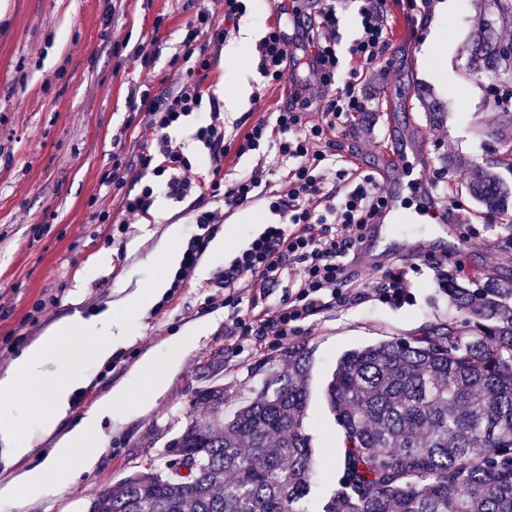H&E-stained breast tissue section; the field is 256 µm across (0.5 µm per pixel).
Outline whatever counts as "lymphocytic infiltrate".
Wrapping results in <instances>:
<instances>
[{
	"mask_svg": "<svg viewBox=\"0 0 512 512\" xmlns=\"http://www.w3.org/2000/svg\"><path fill=\"white\" fill-rule=\"evenodd\" d=\"M359 33L347 51L339 49L335 0L312 8V0H284L255 47L257 70L267 85L290 81L288 99L269 115L250 123L243 132L227 136L219 99L204 82L210 59L224 47L228 26L246 11L244 0H220L222 17L208 10L186 20L184 37L169 61L179 74L178 88L164 96L146 83H133L128 98L137 116L112 135V167L101 179L106 196L116 199L124 215L113 221L111 210L94 213L97 223H116L126 233L130 219L148 215L155 203L146 176L164 182L170 199L194 198L188 210L197 231L188 240L171 282L178 289L193 278L202 255L223 226L226 216L260 201L271 216L265 228L218 270L216 287L225 303L251 289L266 293L283 276H291L286 299L267 305L251 318L231 313V336L256 334L284 343L300 322L346 300V290L360 259L368 224L389 202L376 176L361 174L353 157L338 154L337 128L370 107L368 85L380 72V59L391 37L383 0H358ZM317 86L321 121L309 122L307 92ZM208 109V120L195 139L213 161L200 170L186 156L174 135L192 113ZM138 137L136 163L124 157L126 143ZM277 147L284 172L281 184H272L265 159H258L249 175L225 183L221 164L227 153L243 157L261 145ZM141 178L132 191V178Z\"/></svg>",
	"mask_w": 512,
	"mask_h": 512,
	"instance_id": "1",
	"label": "lymphocytic infiltrate"
}]
</instances>
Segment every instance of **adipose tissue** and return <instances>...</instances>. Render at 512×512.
Returning a JSON list of instances; mask_svg holds the SVG:
<instances>
[{"label": "adipose tissue", "mask_w": 512, "mask_h": 512, "mask_svg": "<svg viewBox=\"0 0 512 512\" xmlns=\"http://www.w3.org/2000/svg\"><path fill=\"white\" fill-rule=\"evenodd\" d=\"M180 237V225H170L160 248L161 262L146 260L132 267L128 280L134 288L119 301V308L141 312L155 302L167 286L168 271L180 264ZM205 329V324L200 323L190 333L172 337L167 363H159L153 352L144 353L136 374L148 380L152 391L161 390L169 368L180 362ZM82 331L94 332L91 354L99 361L110 359L131 335L128 323L108 310L89 322L78 316L66 317L24 348L11 368L0 374V507L7 512H30L35 496L55 494L68 482L96 470L104 451L103 418H111L116 425L125 420L122 407L127 392L119 385L81 419L70 418L71 397L86 379L69 365L66 355L71 337ZM45 386L50 389V400L41 409L39 435L33 438L16 423L12 412L29 406V393ZM40 439L53 440L54 446L37 465H27L26 460L35 453ZM62 460L71 461V468L60 469L58 463Z\"/></svg>", "instance_id": "ef3b65f1"}]
</instances>
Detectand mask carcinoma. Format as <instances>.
Returning <instances> with one entry per match:
<instances>
[{
    "instance_id": "cac0c4a2",
    "label": "carcinoma",
    "mask_w": 512,
    "mask_h": 512,
    "mask_svg": "<svg viewBox=\"0 0 512 512\" xmlns=\"http://www.w3.org/2000/svg\"><path fill=\"white\" fill-rule=\"evenodd\" d=\"M474 70L512 75V56L488 27L473 36ZM469 189L492 216L512 209V188L472 169ZM464 315L405 340L345 351L325 396L343 429L338 488L319 512H512V285L451 279ZM231 416L224 384L198 388L207 415L187 416L174 438L197 472L136 470L86 512H304L316 453L304 420L308 348L292 344Z\"/></svg>"
}]
</instances>
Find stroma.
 Wrapping results in <instances>:
<instances>
[{
  "label": "stroma",
  "instance_id": "1",
  "mask_svg": "<svg viewBox=\"0 0 512 512\" xmlns=\"http://www.w3.org/2000/svg\"><path fill=\"white\" fill-rule=\"evenodd\" d=\"M450 19L410 9L405 0L385 4L392 30L380 63L385 77L370 88L371 109L353 125L337 129L336 150L354 154L361 170L374 174L399 209L418 216L415 234L445 232L461 241V264L448 275L476 273L512 284V236L505 217H486L467 190L469 172L484 166L512 185L502 164L512 148V102L501 103L493 90L500 81L469 67L466 46L483 23H491L500 44L512 41V13L491 12L488 0H452ZM220 12L219 0H0V372L49 326L65 317L90 318L121 299L125 277L136 262L155 257L168 225H182L190 238L194 225L184 223L181 204L156 184L155 217L113 234L111 225L95 223L96 207L108 206L99 180L112 164V132L133 111L127 100L131 81L152 85L154 92L174 90L177 77L169 60L181 40V26L197 9ZM114 11L113 23L103 21ZM167 14L153 30L157 14ZM159 34L162 52L150 67L131 59L117 42L139 43ZM253 91L238 111L224 115L227 133L240 121L254 122L288 98L287 85L263 87L250 57L238 59ZM425 156L419 188L405 187L401 174L384 165L392 153ZM448 174L445 193L465 217L464 223L434 224L425 216L429 180L436 170ZM266 215L261 203L243 207L229 219L236 233L222 257L195 272L169 300L157 299L143 313H130L131 339L100 362L87 355L89 338L77 335L76 362L91 378L72 407L81 417L117 384L128 393L127 421H104L105 450L97 470L58 494L35 501L31 512H86L98 492L116 489L145 462L162 466L178 424L191 411L194 393L210 376L223 382L227 401L248 397L252 368L273 366L281 347L259 336H228V311L218 306L223 289L215 273L226 257L257 234ZM428 249L412 258L391 252L360 262L351 298L311 316L293 343L305 344L312 359L306 427L316 449L319 493H330L339 477L336 462L344 448L342 429L324 395L337 358L354 347L408 338L462 315L438 285ZM406 266L412 286L402 303L381 299L375 288L385 273ZM57 296V306L36 312L35 304ZM209 329L171 372L166 388L151 394L134 368L147 351L166 356L171 337L197 321ZM150 407L138 411L142 400Z\"/></svg>",
  "mask_w": 512,
  "mask_h": 512
}]
</instances>
